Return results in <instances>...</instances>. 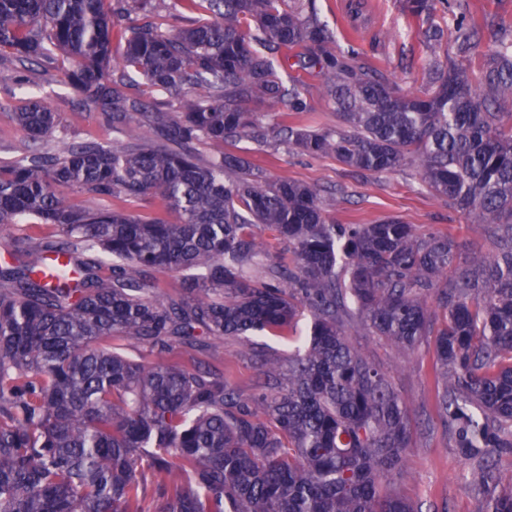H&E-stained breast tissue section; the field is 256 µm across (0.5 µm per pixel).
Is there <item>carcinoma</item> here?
<instances>
[{"label": "carcinoma", "mask_w": 512, "mask_h": 512, "mask_svg": "<svg viewBox=\"0 0 512 512\" xmlns=\"http://www.w3.org/2000/svg\"><path fill=\"white\" fill-rule=\"evenodd\" d=\"M177 2L195 16L173 31L156 22V0H0V59L15 82L59 70L83 110L130 128L126 140L55 150L59 114L44 100L14 113L32 144L0 163V224L31 217L55 233L37 247L15 239L0 266V512H147V475L152 512H418L384 484L407 474V403L353 345L348 316L356 305L371 333L411 353L431 329L433 296L450 367L441 409L482 461L481 512H512L492 463L512 436V123L498 111L512 101V42H494L477 81L465 61L495 22H458L459 60L415 94L340 46L316 0ZM406 2L434 41L438 9L457 6ZM274 52L292 60L286 82ZM306 76L341 124L291 123L289 147L369 172L410 158L436 199L482 214L496 250L397 218L337 224L316 188L228 150L268 141L259 100L285 117L309 111ZM137 77L148 92L132 95ZM62 187L129 204L154 196L173 219L77 209ZM258 224L292 262L268 255ZM154 271L182 274L177 298L147 296ZM304 311L311 336L286 363L253 354L251 394L221 372L112 348L119 336L159 355L212 349L277 336Z\"/></svg>", "instance_id": "carcinoma-1"}]
</instances>
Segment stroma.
I'll use <instances>...</instances> for the list:
<instances>
[{"label":"stroma","mask_w":512,"mask_h":512,"mask_svg":"<svg viewBox=\"0 0 512 512\" xmlns=\"http://www.w3.org/2000/svg\"><path fill=\"white\" fill-rule=\"evenodd\" d=\"M321 16L336 29L340 43L355 41L376 67L396 76L403 89L421 93L427 90V71L446 64L455 56L457 43L448 15H437L445 27L439 48L427 47L418 21L405 8V0H381L380 15L350 37L342 27L336 0H317ZM398 31L397 40L379 36L385 29ZM10 65L0 66V160L19 156L28 138L14 119L15 111L30 99L44 98L60 121L50 144L61 148L79 139L100 141L123 138V130L97 112L80 111L74 104L72 89L63 81L44 83L34 76L32 85L18 87L9 80ZM249 160L270 177H286L321 189L327 215L339 224H368L395 217L415 225L419 234L448 235L465 249L493 250L484 225L476 214H469L451 203L435 199L412 163L383 172L351 169L331 156H307L287 148L280 138H269L262 145L249 144ZM434 331L443 317L436 302H429ZM308 317H301L296 335L228 337L213 351L175 347L164 360L169 364L201 365L220 369L226 380L244 392H253L258 371L247 353L254 346L271 358H285L297 344V334L305 333ZM421 337L413 354L402 351L387 340L358 329L351 340L367 358L385 373L410 411L411 437L406 450L409 475L390 477L391 491L411 502L419 512H479L484 496L475 462L466 459L457 443L454 429L447 425L439 401L444 392V369L436 354V336Z\"/></svg>","instance_id":"35a3bbf8"}]
</instances>
